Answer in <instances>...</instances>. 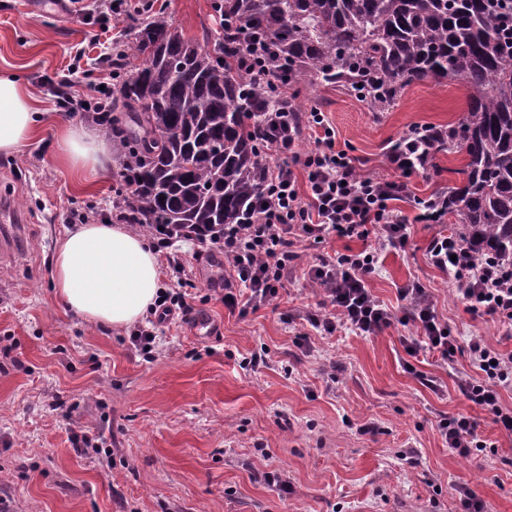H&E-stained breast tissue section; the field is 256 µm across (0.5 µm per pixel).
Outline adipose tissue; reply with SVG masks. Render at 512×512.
<instances>
[{
  "mask_svg": "<svg viewBox=\"0 0 512 512\" xmlns=\"http://www.w3.org/2000/svg\"><path fill=\"white\" fill-rule=\"evenodd\" d=\"M35 97L10 71H0V154L18 153L39 131ZM55 160L91 181L112 160L107 141L82 125L61 129ZM52 281L67 310L95 325L124 328L153 306L161 288L158 256L145 238L110 221L67 230L52 257Z\"/></svg>",
  "mask_w": 512,
  "mask_h": 512,
  "instance_id": "obj_1",
  "label": "adipose tissue"
}]
</instances>
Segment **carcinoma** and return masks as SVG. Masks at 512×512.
<instances>
[{"instance_id": "1", "label": "carcinoma", "mask_w": 512, "mask_h": 512, "mask_svg": "<svg viewBox=\"0 0 512 512\" xmlns=\"http://www.w3.org/2000/svg\"><path fill=\"white\" fill-rule=\"evenodd\" d=\"M217 40L187 38L146 4L112 58L105 119L123 157L112 208L127 224H247L264 186L269 87L238 55L261 39L288 83L345 84L381 108L425 81L461 80L466 114L448 216L473 259L512 265V35L487 0H217Z\"/></svg>"}]
</instances>
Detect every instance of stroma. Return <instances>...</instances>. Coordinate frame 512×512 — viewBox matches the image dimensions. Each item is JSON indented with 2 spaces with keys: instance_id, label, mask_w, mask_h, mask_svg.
Instances as JSON below:
<instances>
[{
  "instance_id": "obj_1",
  "label": "stroma",
  "mask_w": 512,
  "mask_h": 512,
  "mask_svg": "<svg viewBox=\"0 0 512 512\" xmlns=\"http://www.w3.org/2000/svg\"><path fill=\"white\" fill-rule=\"evenodd\" d=\"M149 2L175 26L203 38L216 28L214 0H69L65 14L27 13L24 0H0V69H9L40 101L38 136L12 156L0 154V201L19 215L0 232L16 242L0 260V498L16 512H460L457 485L486 512H512V435L457 390L473 373L466 351L448 361L410 362L403 339L415 335L398 290L429 288L452 335L478 332L512 353V328L468 310L456 282L429 261L427 247L451 224L416 222L417 199L447 193L465 155L437 152L427 173L412 177L411 196L396 207L409 221L405 249L382 254L373 294L392 313L371 337L338 327L311 335L304 349L306 307L319 297L306 287L318 254L364 247L358 238L300 247L292 279L277 299L247 317L217 298L223 261L186 244L185 291L197 312L216 324L199 340L180 320L162 324L160 353H134L128 329L92 326L66 312L53 294L51 257L67 229L109 217L122 160L113 156L96 185L77 187L52 157L57 130L95 128L100 87L111 82L110 56L129 41L131 6ZM81 95L88 109H70ZM300 112H324L337 149L363 172L393 177L387 153L418 125L448 127L467 109L461 81H425L405 88L380 110L336 85L289 86ZM266 365L242 367L257 349ZM474 418L489 450L470 458L449 451L441 418ZM365 423L376 433L360 434ZM101 427L112 463L77 451L80 428ZM287 472L293 491L260 479Z\"/></svg>"
}]
</instances>
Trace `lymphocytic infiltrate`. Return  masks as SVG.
Segmentation results:
<instances>
[{
    "label": "lymphocytic infiltrate",
    "instance_id": "obj_1",
    "mask_svg": "<svg viewBox=\"0 0 512 512\" xmlns=\"http://www.w3.org/2000/svg\"><path fill=\"white\" fill-rule=\"evenodd\" d=\"M270 92L279 108L263 114L268 128L263 152L269 163L265 192L254 220L202 229L167 224L146 227L155 247L164 251L178 288L160 293L149 323L130 332V343L143 359H154L158 353L155 328L159 323L177 313L189 317L193 311L181 291L188 272L175 248L179 242H193L223 255L221 300L225 308L244 316L272 302L285 288L300 257L301 242L317 244L331 235L374 238V245L367 248L317 257L307 273L308 282L321 288L333 311L311 310L304 319L321 335L334 333L342 325L356 335L373 336L391 323L392 315L372 293L369 279L384 251L407 244V219L394 204L408 198L410 177L432 167L436 154L433 139L439 127H414L390 148L387 161L396 178L369 176L363 173L359 159L337 149L335 132L322 112L306 113L304 126H297L292 113L285 110V83H272ZM305 129L313 134L314 147L301 153L297 146ZM428 256L433 266L457 280L458 293L472 312L512 325L511 266L490 257L472 259L458 238L448 234L431 240ZM399 293L418 329L417 335L405 337L406 348L416 355L432 352L444 360L458 349H466L476 372L460 378V392L512 433V409L500 401L501 389L512 387V354L501 352L477 334L463 341L448 335V326L439 320L428 289L419 282L407 283ZM438 428L459 457H471L487 447L476 437V423L467 415L445 417Z\"/></svg>",
    "mask_w": 512,
    "mask_h": 512
}]
</instances>
